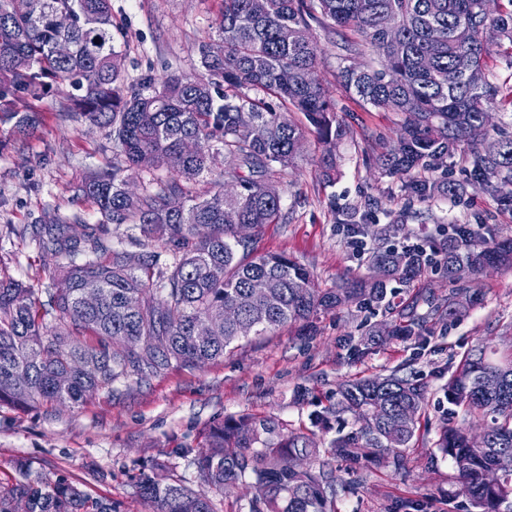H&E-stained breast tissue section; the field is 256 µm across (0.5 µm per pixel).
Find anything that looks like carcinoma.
<instances>
[{"label": "carcinoma", "instance_id": "obj_1", "mask_svg": "<svg viewBox=\"0 0 512 512\" xmlns=\"http://www.w3.org/2000/svg\"><path fill=\"white\" fill-rule=\"evenodd\" d=\"M218 38L198 46L205 77L147 75L149 89L124 88L122 53L112 39L111 0H0V124L17 133L35 128L36 113L21 114L19 100L41 101L54 84L68 83L69 108L76 118L112 129L119 161L112 170L89 177L82 197L100 215L69 234L71 218L48 215L39 248L68 258L64 288L44 305L35 289L0 279V403L80 404L87 396L132 375L172 365L204 366L224 357L246 338L240 324L257 338L289 324L310 332L314 320L344 306L370 304L396 313L383 336H420L415 303L395 309L388 284L411 286L430 268L448 279V314L463 293L461 267L477 276L485 268L512 264V238L479 248L464 224L448 227L440 247L427 253L378 247L370 254L371 275L334 288H315L310 272L282 253L259 252L254 239L240 238V225L259 231L281 213V191L271 181L291 166L310 133L323 143L346 134L319 79L323 51L313 26L350 30L358 39L340 44L345 62L338 77L344 91L375 109L401 115L398 149L376 155L379 174L401 182L412 199L452 196L455 184L430 181L417 172L446 166L466 148L469 174L492 193L512 185V135L485 149L469 137L503 95L487 74V45L512 44V0L493 17L481 13V0H222ZM66 13L72 25L57 28ZM293 32L288 40L283 28ZM70 45L65 56L56 43ZM372 51L377 60L360 67L352 56ZM466 57L471 67L458 70ZM192 139L197 149L183 151ZM224 150V183L205 196L189 184L212 172ZM152 174L142 192L125 189L124 172ZM163 170L159 176L156 171ZM337 171L336 154L319 159L326 181ZM182 200L179 209L169 200ZM131 224L143 250L131 252L113 239L110 226ZM266 283L256 295L251 283ZM93 285L101 301L88 308L82 291ZM223 320L220 337L195 338L199 321ZM501 379L496 391L483 378ZM448 403L469 417L486 419L487 446H472L461 429L443 424L436 446L449 459L456 495L464 512H512V471L494 485L485 472L495 454L512 451V356L497 357L482 345L460 359L445 387ZM336 414L347 413L355 428L329 447L308 434L284 431L271 417L243 415L208 429L206 451L196 468L206 488L191 490L168 482L160 468L142 469L139 494L155 512H216L209 491L240 486L251 493L247 512H336V476L331 460L354 465L372 459L400 474L403 449L413 447L425 386L404 376L353 377L336 391ZM114 512L109 500H91L71 482L24 478L0 487V512Z\"/></svg>", "mask_w": 512, "mask_h": 512}]
</instances>
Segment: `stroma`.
Masks as SVG:
<instances>
[{
	"mask_svg": "<svg viewBox=\"0 0 512 512\" xmlns=\"http://www.w3.org/2000/svg\"><path fill=\"white\" fill-rule=\"evenodd\" d=\"M220 8L221 0H112V38L124 53L125 83L146 74L200 73L198 46L216 38ZM314 36L325 51L321 83L348 128L336 143V179H319L316 161L326 146L308 135L295 166L275 177L283 219L259 230L256 249L288 254L309 270L315 287L331 288L369 273L367 254L350 243L354 234L370 247L382 234L398 246L425 247L444 224L479 228L486 240L512 237V203L471 179L462 154L449 157L445 169L425 172L455 183L453 196L413 201L400 182L378 174L371 159L394 143L399 118L351 100L337 79L338 36L319 28ZM66 97L62 88L39 104L41 121L27 137L0 125V278L24 282L44 301L59 287L52 273L65 262L34 241L44 212L97 223L79 186L117 159L110 130L64 115ZM83 224L72 225V233L80 234ZM424 283L434 302L417 307L424 327L419 337L369 340L372 326L386 315L355 304L321 316L311 335L288 325L242 340L233 353L202 367L115 381L77 405L0 404V486H11L24 473L43 481L63 477L88 497L111 501L114 512H154L135 487L136 474L165 461L169 482L202 489L193 458L202 452L210 426L244 413L270 416L287 429L315 432L326 444L336 435V421L324 429L310 421L323 411L325 395L347 378L398 370L426 386L430 424L407 449L403 474L367 460L350 469L335 465L337 481L350 486L339 494L336 510L390 512L395 500L406 498L426 504L427 512H458V499L448 495L451 464L435 447L437 428L448 418L475 435L482 423L449 415L443 388L462 355L476 346L486 342L499 354L512 353V267L487 270L470 283V301L453 316L442 272L428 271ZM362 343L366 353L355 356L353 347Z\"/></svg>",
	"mask_w": 512,
	"mask_h": 512,
	"instance_id": "obj_1",
	"label": "stroma"
}]
</instances>
